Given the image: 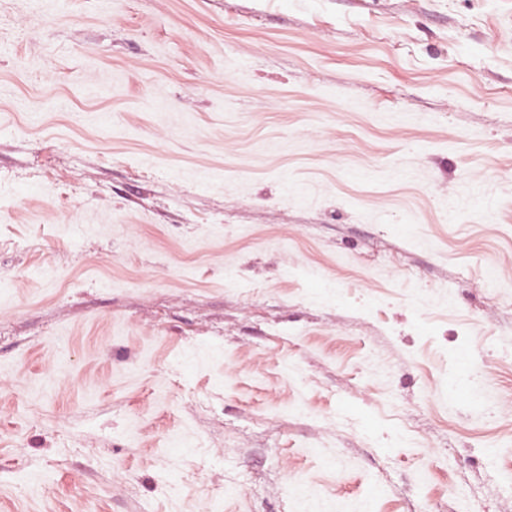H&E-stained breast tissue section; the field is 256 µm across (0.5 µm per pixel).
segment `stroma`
<instances>
[{
	"label": "stroma",
	"mask_w": 512,
	"mask_h": 512,
	"mask_svg": "<svg viewBox=\"0 0 512 512\" xmlns=\"http://www.w3.org/2000/svg\"><path fill=\"white\" fill-rule=\"evenodd\" d=\"M0 512H512V0H0Z\"/></svg>",
	"instance_id": "stroma-1"
}]
</instances>
